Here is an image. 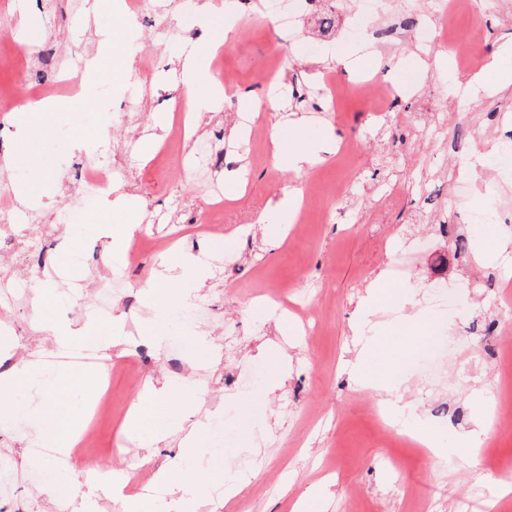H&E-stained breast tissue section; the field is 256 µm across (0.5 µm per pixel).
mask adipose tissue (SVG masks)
Instances as JSON below:
<instances>
[{
	"instance_id": "adipose-tissue-1",
	"label": "adipose tissue",
	"mask_w": 512,
	"mask_h": 512,
	"mask_svg": "<svg viewBox=\"0 0 512 512\" xmlns=\"http://www.w3.org/2000/svg\"><path fill=\"white\" fill-rule=\"evenodd\" d=\"M200 49L190 50L181 60V82L187 92L197 98L206 108L220 109L223 98L216 85H204L205 74L201 69ZM331 141L330 135L312 131L306 124L289 121L287 127L276 129L271 137V159L274 169L298 173L320 159ZM175 275L172 281H159L151 289L156 304V313L151 320L148 332L152 337L161 338L177 328V314L189 301L191 295L202 288L207 278L206 267L197 258L190 255L180 256L173 261ZM410 304L414 301L411 293L399 289L386 275L376 276L368 286L367 295L357 314L356 327L366 330L369 317L377 307L393 300ZM44 330L61 344L96 343L116 347L122 344L119 336H105L99 325L84 323L73 327L61 325L49 317L41 319ZM437 323L427 317L390 328L388 332L370 336L358 354L352 369L368 385L385 389L389 394L391 407H398L401 400L398 377L402 368L400 361L383 358L390 337H406L409 345H425L431 334L437 331ZM200 458L197 435H187L181 455V472L178 479H171L164 470L157 471L155 478L167 485L169 496L177 512H195L198 503L205 499L211 484L210 478L200 477L196 464Z\"/></svg>"
}]
</instances>
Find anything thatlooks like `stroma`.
<instances>
[{"label":"stroma","mask_w":512,"mask_h":512,"mask_svg":"<svg viewBox=\"0 0 512 512\" xmlns=\"http://www.w3.org/2000/svg\"><path fill=\"white\" fill-rule=\"evenodd\" d=\"M134 0L122 10L108 0H0V85L17 88V102L33 93L54 102L47 112L0 108V155L11 150L18 123L49 131L72 127L70 138L46 139L41 162L47 181L15 206H28L37 221L29 228L44 249L18 246L10 265H0V289L24 277L29 294L18 307L0 314V330L9 340L0 356V375L27 369L43 376L42 359L55 343L42 331L40 312L56 322L80 325L97 320L102 289L123 284L112 298L111 316L152 315L147 291L163 273L164 253L142 257L113 253L96 227L112 225L116 234L145 241L169 238L170 251L200 259L207 285L196 296L212 315L145 343L137 329H124L122 347L108 349L101 377L112 380V418L96 429L92 453L74 459L63 493L21 486L0 496V512H72L68 494L85 503H101L103 512H122L125 499L153 485L140 436L127 419L145 387L171 381L167 352L179 345L184 366L206 369L211 386L181 403V416L155 448L157 460L177 469L185 436L200 433L203 471L222 475L227 467L216 447L231 450L242 465L240 493L225 500L223 484L198 512H297L308 488L325 491L322 512H512V494L500 496V482L512 480V322L499 324L496 301L512 302V251L500 258L478 252L480 225L471 213L491 203L512 215V172L495 166L471 178L465 170L484 144L497 142L501 128L512 126V72L488 93L465 92L462 83L481 71L490 49L512 42V0H474L473 12L458 17L449 42L413 40L406 28L438 23L445 0H376L374 26L359 41L346 38L357 24L359 0H329L336 42L346 58L336 65L321 33L319 18L300 12L293 28L282 27L266 0L238 14L232 31L223 13L208 28L198 22L202 0H154L153 12L128 27ZM32 26L19 33L20 11ZM416 27V28H417ZM114 30L123 47L106 58L112 83L88 78L85 58L97 51V30ZM22 39L29 64L11 46ZM221 40L205 59V72L217 84H232L217 112L194 110L180 83L178 57L208 39ZM282 67L271 83L259 75L272 59ZM370 72L399 81L386 109L379 87L348 93L352 74ZM265 99L282 92L281 111H252L241 92ZM194 112V133L167 144L176 111ZM99 113L93 127L77 126L82 112ZM254 118L261 134L248 139L241 123ZM304 118L315 130L334 132L349 152L333 151L300 173L281 174L271 165V135L276 125ZM223 146L229 157L216 183L233 189L231 178L246 175L242 196L224 210L212 211L208 185L187 177L199 142ZM104 158L123 177L114 197H127L135 208L122 214L94 208L84 221L59 218L78 199L82 161ZM314 196L308 223L289 225L280 245H272L255 217L283 189ZM447 219L456 247L439 242L434 226ZM232 245H225V237ZM85 264L71 274L73 253ZM400 288L414 291L415 306L394 301L372 317L394 324L428 312L443 323L445 347L436 354L416 351L413 369L401 374L400 392L410 424L438 438L441 458L407 446L403 435L383 429L373 410L387 393L357 380L351 365L363 345L352 329L367 285L378 271ZM316 288L311 314L320 331L314 343L281 335L278 319L296 292ZM237 325L233 348L224 346V325ZM207 336V349L192 350L187 338ZM248 375L258 370L259 386L280 381L267 396L252 425H245L241 391L224 388V372ZM448 409V425L436 427L432 411ZM490 415L492 430L480 435L479 451L491 459L470 466L462 461L461 435ZM137 463L125 468L127 455ZM100 475V483L86 478Z\"/></svg>","instance_id":"35a3bbf8"}]
</instances>
